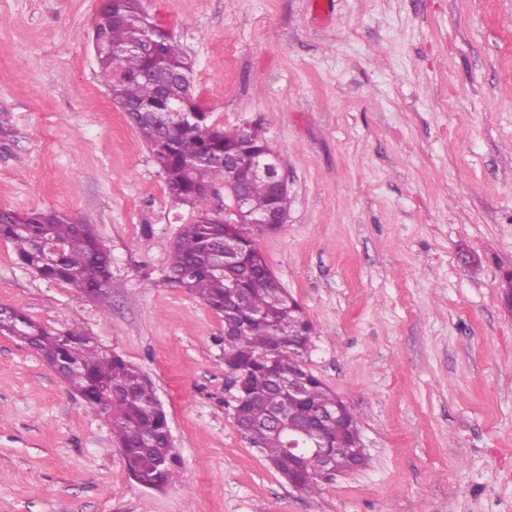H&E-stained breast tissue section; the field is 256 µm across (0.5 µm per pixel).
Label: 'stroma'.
<instances>
[{
  "instance_id": "obj_1",
  "label": "stroma",
  "mask_w": 512,
  "mask_h": 512,
  "mask_svg": "<svg viewBox=\"0 0 512 512\" xmlns=\"http://www.w3.org/2000/svg\"><path fill=\"white\" fill-rule=\"evenodd\" d=\"M99 4L0 0V208L87 218L111 311L1 238L0 306L139 367L179 479L133 480L104 419L5 333L0 512H512V0H142L212 122L260 127L282 162L288 214L257 248L368 456L314 496L241 440L224 319L169 278L195 213L101 82Z\"/></svg>"
}]
</instances>
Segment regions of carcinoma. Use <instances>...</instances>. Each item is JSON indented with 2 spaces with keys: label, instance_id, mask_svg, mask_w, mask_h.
<instances>
[{
  "label": "carcinoma",
  "instance_id": "carcinoma-1",
  "mask_svg": "<svg viewBox=\"0 0 512 512\" xmlns=\"http://www.w3.org/2000/svg\"><path fill=\"white\" fill-rule=\"evenodd\" d=\"M146 38L158 44L154 55L129 51L114 63L110 48ZM92 41L99 44L98 67L108 95L151 152L170 203L196 210L195 221L185 225L172 246L170 279L216 313L241 314L247 321L239 333L224 337V354L242 379L243 403L235 423L241 439L259 445L286 479V437L265 423L277 402L275 387L288 383V364L303 358L313 325L286 290H276L272 271L256 248L258 237L275 230L264 223L265 216L288 210V199L274 196L265 181L251 177V159L270 149L258 127L230 132L209 122L208 112L192 93V63L150 21L141 0H101ZM175 98L182 109L178 115L167 112ZM226 155L238 158L239 166L224 168ZM217 184L247 189L246 215L239 221L228 224L224 214L212 208L206 188ZM0 238L13 244L20 265L90 294L103 311L109 310L110 257L83 216L0 210ZM0 333L30 344L72 392L104 416L124 451L129 474L159 487L177 480L167 447V414L138 367L103 353L77 328L58 333L15 308L12 319L0 323ZM302 388L304 401L292 405L290 414L336 406V394L314 374L305 375ZM316 424L337 462H354L361 446L356 423L335 427L318 419ZM323 484L318 462L306 461L299 489L315 495Z\"/></svg>",
  "mask_w": 512,
  "mask_h": 512
}]
</instances>
